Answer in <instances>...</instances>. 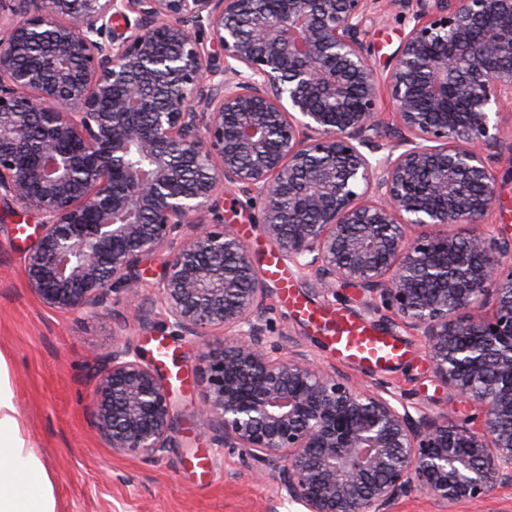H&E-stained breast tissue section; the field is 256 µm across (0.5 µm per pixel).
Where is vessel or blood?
<instances>
[{
  "mask_svg": "<svg viewBox=\"0 0 512 512\" xmlns=\"http://www.w3.org/2000/svg\"><path fill=\"white\" fill-rule=\"evenodd\" d=\"M299 311L309 321L329 323L327 341L341 360L358 366L383 367L403 355L394 336L378 332L350 314L336 311L326 317L304 303Z\"/></svg>",
  "mask_w": 512,
  "mask_h": 512,
  "instance_id": "vessel-or-blood-1",
  "label": "vessel or blood"
}]
</instances>
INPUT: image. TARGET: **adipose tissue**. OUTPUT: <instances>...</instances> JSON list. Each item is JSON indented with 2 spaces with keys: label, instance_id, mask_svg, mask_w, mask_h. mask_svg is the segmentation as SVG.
I'll list each match as a JSON object with an SVG mask.
<instances>
[{
  "label": "adipose tissue",
  "instance_id": "adipose-tissue-1",
  "mask_svg": "<svg viewBox=\"0 0 512 512\" xmlns=\"http://www.w3.org/2000/svg\"><path fill=\"white\" fill-rule=\"evenodd\" d=\"M0 512H57L49 469L23 436L9 372L1 358Z\"/></svg>",
  "mask_w": 512,
  "mask_h": 512
}]
</instances>
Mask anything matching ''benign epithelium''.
<instances>
[{
  "mask_svg": "<svg viewBox=\"0 0 512 512\" xmlns=\"http://www.w3.org/2000/svg\"><path fill=\"white\" fill-rule=\"evenodd\" d=\"M380 2L0 0V199L39 219L28 287L91 315L117 298L147 326L145 262L166 254L170 336L224 333L203 355L214 445L301 512H396L416 493L445 512L512 488V239L485 224L496 166L512 169V0H387L415 10L384 76L365 40ZM225 184L324 293L352 285L421 336L474 414L430 417L305 349L281 354L265 283L217 212ZM113 335L97 429L157 460L170 385Z\"/></svg>",
  "mask_w": 512,
  "mask_h": 512,
  "instance_id": "obj_1",
  "label": "benign epithelium"
}]
</instances>
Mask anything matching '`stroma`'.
I'll use <instances>...</instances> for the list:
<instances>
[{
	"label": "stroma",
	"mask_w": 512,
	"mask_h": 512,
	"mask_svg": "<svg viewBox=\"0 0 512 512\" xmlns=\"http://www.w3.org/2000/svg\"><path fill=\"white\" fill-rule=\"evenodd\" d=\"M413 25L409 12L374 11L365 24L371 63L388 71ZM219 212L228 230L248 245L258 266L276 247L264 236L256 212L244 198L225 188ZM37 219L0 201V357L10 374L22 432L44 459L53 477L59 512H298L280 501L272 478H255L237 453L213 447L200 432L206 400V364L197 344L171 342L181 378L173 382L176 427L174 446L156 462H146L109 448L96 429L90 400L97 356L111 350L113 329L127 314L115 302L92 316L82 311L46 307L28 288L24 258L34 242ZM299 297L308 303L349 311L398 336L407 349L398 364L373 371L337 361L321 332L301 317L267 281L266 304L282 348L311 351L317 360L372 388L381 384L410 394L431 416L467 419L472 410L455 397L432 371L424 342L413 331L390 324L383 313L364 307L361 291L337 287L322 296L313 278L292 271Z\"/></svg>",
	"instance_id": "obj_1"
}]
</instances>
